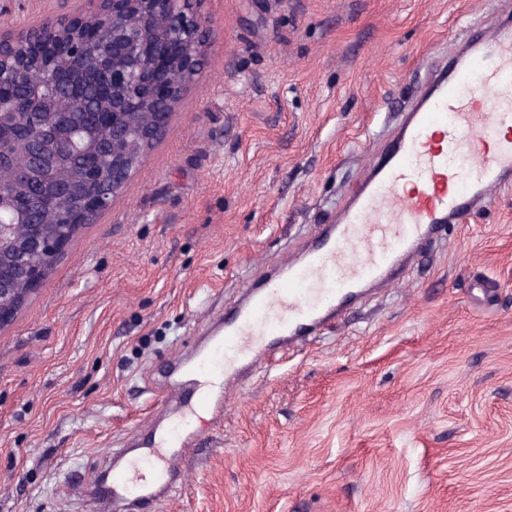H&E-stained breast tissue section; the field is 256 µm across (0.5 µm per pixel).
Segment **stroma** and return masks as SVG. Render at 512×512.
<instances>
[{
    "instance_id": "35a3bbf8",
    "label": "stroma",
    "mask_w": 512,
    "mask_h": 512,
    "mask_svg": "<svg viewBox=\"0 0 512 512\" xmlns=\"http://www.w3.org/2000/svg\"><path fill=\"white\" fill-rule=\"evenodd\" d=\"M166 135L0 332V512L98 489L190 399L224 313L336 223L425 73L512 0H193ZM0 0V32L85 11ZM151 512H512V191L216 390ZM189 24V28L192 30V41H195L193 49V57L189 62H193V60L201 61L202 60V53H203V47L206 43V39L209 34L210 28L208 27L205 20H203L200 16L197 14H193L189 16V18L186 20Z\"/></svg>"
}]
</instances>
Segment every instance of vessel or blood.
<instances>
[{"mask_svg":"<svg viewBox=\"0 0 512 512\" xmlns=\"http://www.w3.org/2000/svg\"><path fill=\"white\" fill-rule=\"evenodd\" d=\"M509 186L512 26L505 24L494 38L472 40L448 69L429 74L404 107L393 146L374 161L368 184L333 232L225 320L223 338L191 368L194 407L211 409L214 381L229 379L274 337L341 309L451 218ZM190 448L182 425H173L140 463L113 471V498L138 494L146 478L175 477Z\"/></svg>","mask_w":512,"mask_h":512,"instance_id":"vessel-or-blood-1","label":"vessel or blood"}]
</instances>
